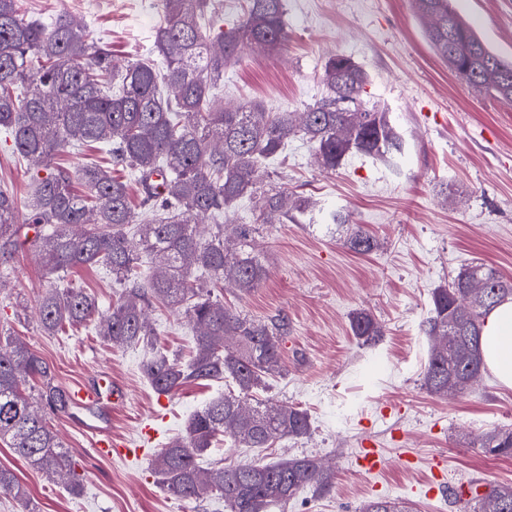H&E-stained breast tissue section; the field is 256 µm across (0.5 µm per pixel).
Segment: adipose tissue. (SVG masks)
<instances>
[{
    "label": "adipose tissue",
    "mask_w": 512,
    "mask_h": 512,
    "mask_svg": "<svg viewBox=\"0 0 512 512\" xmlns=\"http://www.w3.org/2000/svg\"><path fill=\"white\" fill-rule=\"evenodd\" d=\"M482 349L486 367L502 386L512 388V300L488 315Z\"/></svg>",
    "instance_id": "obj_1"
}]
</instances>
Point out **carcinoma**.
<instances>
[{
    "label": "carcinoma",
    "mask_w": 512,
    "mask_h": 512,
    "mask_svg": "<svg viewBox=\"0 0 512 512\" xmlns=\"http://www.w3.org/2000/svg\"><path fill=\"white\" fill-rule=\"evenodd\" d=\"M419 14L443 21L427 28L434 52L460 79L501 98L512 95V62L494 53L453 8L452 0H414ZM154 52L119 64L104 42L89 40L85 27L67 12L50 22L21 10L20 0H0V133L36 170L27 223L16 222L17 201L0 188V262L19 248L38 252L47 277L80 267L102 266L123 284L104 312L83 288L56 287L42 298L39 316L49 334L95 323L113 348L139 346L140 370L159 395L185 383L227 381L234 391L207 402L187 418L184 435L168 442L151 462L171 495L224 501L227 512H267L302 489H329L333 475L308 456L274 463L202 467L209 448L229 436L244 448H267L311 430L306 411L255 397L279 372L288 316L268 321L241 315L214 297L232 273L242 294L267 276L253 247L258 224H297L311 212L309 198L265 188L269 162L286 157L295 139L315 146L324 167L334 169L349 155L385 157L402 149L386 112L363 106L367 73L336 56L323 69L324 97L296 114L271 111L251 101L235 110L213 104L224 91V68L252 44L278 50L288 40L285 0H246L243 19L217 27L212 0H161ZM99 149L96 160L75 169L55 162L65 148ZM135 176L140 219L129 201ZM85 188L80 194L74 184ZM252 204V224L235 225V241L224 237L222 219L243 198ZM213 221L204 237L198 221ZM333 221L347 230L345 245L363 254L376 247L344 214ZM158 261L140 271L142 255ZM512 298V279L483 263L471 265L431 292L432 309L423 332L434 340L422 372L431 394L466 391L482 374L480 337L485 319ZM156 304L181 309L193 329L189 359L157 346L148 311ZM352 334L368 344L380 335L371 314L355 313ZM70 391L55 384L50 366L18 337L0 341V442L48 479L64 476L79 497L83 483L73 455L47 422V413H66ZM480 448L491 457L512 456V427L484 433ZM0 491L19 500L25 488L0 468ZM358 512H408L387 499L370 500ZM468 512H512V484H490L469 500Z\"/></svg>",
    "instance_id": "carcinoma-1"
}]
</instances>
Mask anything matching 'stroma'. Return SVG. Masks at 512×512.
<instances>
[{"instance_id": "stroma-1", "label": "stroma", "mask_w": 512, "mask_h": 512, "mask_svg": "<svg viewBox=\"0 0 512 512\" xmlns=\"http://www.w3.org/2000/svg\"><path fill=\"white\" fill-rule=\"evenodd\" d=\"M455 7L486 45L512 58V0H455ZM24 8L45 20L69 12L90 39L110 43L113 59L126 62L149 55L161 3L24 0ZM285 20V45L276 52L246 47L225 69L216 105L259 101L276 111H303L325 94L321 74L328 58L343 55L367 72L362 99L388 112L403 149L387 161L355 154L331 171L309 144H289L277 183L311 199L313 221L261 227L255 248L266 279L247 295L224 286L220 298L254 319L287 314L281 373L271 378L266 396L307 410L311 432L268 448L223 441L206 460L270 463L314 455L334 472L329 491L305 489L275 512H358L376 498L405 502L413 512H463L462 504L449 501V488L472 480L512 482V457L479 450L484 432L512 426V390L486 370L462 394L428 393L421 376L429 341L421 325L433 288L461 268L484 262L512 278V100L470 88L449 71L431 49L413 0H286ZM0 186L14 192L17 218L25 220L29 164L1 140ZM335 212L349 214L377 248L366 255L347 249L345 228L331 222ZM65 280L85 288L103 308L120 293L102 267L71 270ZM51 287L36 253L26 247L16 252L0 278V330L27 342L63 387L96 375L119 384L125 399L112 410L113 436L136 446L149 424L160 437L143 455L113 461L92 449L88 428L98 424L97 414L77 408L49 415L78 464L83 496L73 497L0 442V467L12 470L28 492L23 502L0 492V512H224L220 502L170 496L150 462L156 449L181 434L190 413L227 392V385L191 382L159 404L140 372L141 348H111L90 326L56 335L43 330L37 307ZM360 310L381 328L376 344L351 333L350 318ZM149 318L163 348L188 354L192 330L183 312L155 307ZM367 437L385 459L376 476L354 465ZM409 455L414 461L408 465ZM435 457L447 464L446 487L430 497Z\"/></svg>"}]
</instances>
